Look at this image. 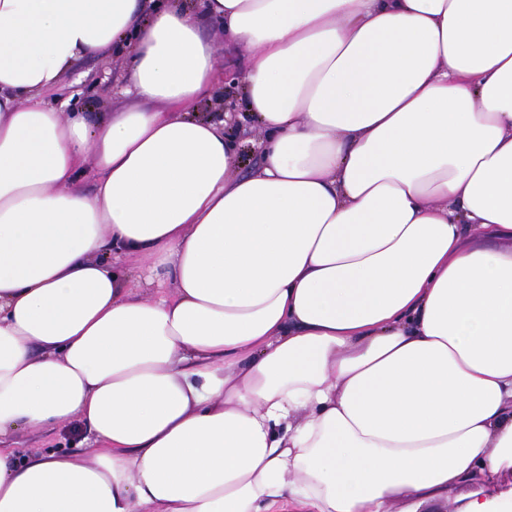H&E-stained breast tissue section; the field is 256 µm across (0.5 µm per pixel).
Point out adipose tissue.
Here are the masks:
<instances>
[{"instance_id":"ef3b65f1","label":"adipose tissue","mask_w":512,"mask_h":512,"mask_svg":"<svg viewBox=\"0 0 512 512\" xmlns=\"http://www.w3.org/2000/svg\"><path fill=\"white\" fill-rule=\"evenodd\" d=\"M122 39L141 107L45 101ZM73 416L0 512H512V0H0V437ZM204 38L212 40L217 48L220 82L212 94L192 104L188 112L196 118L218 117L224 114L228 106L236 110L241 116L230 127H225V134H229L241 142V167L239 172L247 173L261 163L259 154L252 150L251 142L258 141L262 137L260 129L247 115V108L243 99L240 81H233L238 70L239 55L231 50L224 51V35L219 23L210 20L201 29Z\"/></svg>"}]
</instances>
